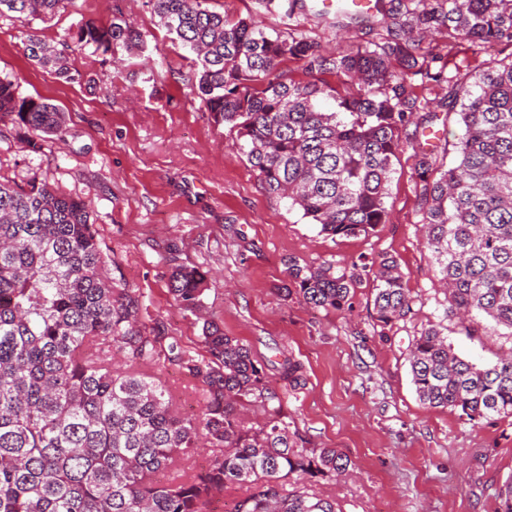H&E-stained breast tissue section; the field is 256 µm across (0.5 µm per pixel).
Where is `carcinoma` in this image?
<instances>
[{
    "instance_id": "cac0c4a2",
    "label": "carcinoma",
    "mask_w": 512,
    "mask_h": 512,
    "mask_svg": "<svg viewBox=\"0 0 512 512\" xmlns=\"http://www.w3.org/2000/svg\"><path fill=\"white\" fill-rule=\"evenodd\" d=\"M64 0H0V15L51 17ZM173 39L194 54L198 89L213 119L235 131L239 150L265 190L331 237L367 235L386 223L385 198L393 159L405 143L416 154L418 208L425 245L448 288V310L475 330L484 315L512 331V53L476 73L456 71L432 51L427 34L445 32L457 44L512 47V0H374V12L336 9V26L377 16L395 20L381 41L348 53L324 54L299 33L268 31L253 19L230 20L207 0H153ZM78 47L105 55L143 45L123 19L81 24ZM28 57L73 82L81 73L67 56L27 37ZM301 64L312 80L280 70ZM345 75L357 88L345 95L321 76ZM446 85L436 105L417 92ZM335 98L323 112L319 97ZM0 114L40 141L63 131L64 116L42 98L21 97L0 80ZM458 116L462 133L450 166L420 137ZM296 293L313 308L342 309L363 285L362 274L329 265H292ZM205 274L177 266L169 292L197 313ZM373 307L388 326L412 310L396 259L374 272ZM143 305L116 289L106 268L87 204L34 179L0 180V512H204L207 498L231 484L254 491L229 512H337L333 500L288 477L313 481L348 471L333 448L307 449L289 434L288 416L265 366L241 340L202 321L210 358H195L141 321ZM179 365L203 386L199 419L178 415L149 368ZM419 400L457 409L470 421L512 416V355L482 368L460 357L441 330L418 336L409 356ZM279 378L296 389L303 365L290 357ZM256 407L263 421L249 424ZM214 449L200 476L159 484L178 454L201 444Z\"/></svg>"
}]
</instances>
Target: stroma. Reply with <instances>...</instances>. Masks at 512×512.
Wrapping results in <instances>:
<instances>
[{
    "label": "stroma",
    "mask_w": 512,
    "mask_h": 512,
    "mask_svg": "<svg viewBox=\"0 0 512 512\" xmlns=\"http://www.w3.org/2000/svg\"><path fill=\"white\" fill-rule=\"evenodd\" d=\"M208 6L270 30L305 33L326 53L386 33L377 25L332 27L297 9L269 12L261 0ZM116 17L142 32L143 50L102 57L72 45L81 22ZM31 35L66 47L80 81L59 80L31 60ZM423 47L440 52L452 71H473L490 53H508L500 45L459 47L444 34ZM0 79L65 115L62 134L38 153L10 118L0 119V179L22 185L36 177L84 199L114 286L135 291L146 324L162 325L188 354L206 353L201 316L248 345L281 397L291 432L351 462L347 478L311 482L310 493L334 500L338 512H496L499 490L512 478V417L473 422L423 405L408 358L414 339L435 326L462 357L492 365L512 353V333L486 318L470 333L448 315V290L423 242L412 145L393 166L387 223L367 236L332 238L288 199L265 191L235 133L206 112L192 55L161 26L151 0H67L46 20L0 16ZM385 256L398 261L412 298L411 313L392 325L375 320L367 286L340 310L316 309L284 292L290 263H329L340 272ZM178 266L207 274L199 315L183 311L169 292ZM286 356L305 370L306 383L295 390L275 367ZM152 372L181 415L201 414L197 381L166 362Z\"/></svg>",
    "instance_id": "obj_1"
}]
</instances>
